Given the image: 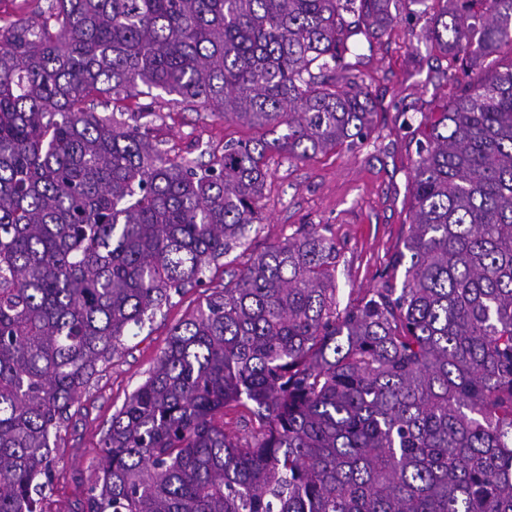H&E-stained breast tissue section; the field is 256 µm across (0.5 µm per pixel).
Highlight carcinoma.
I'll return each instance as SVG.
<instances>
[{"mask_svg": "<svg viewBox=\"0 0 512 512\" xmlns=\"http://www.w3.org/2000/svg\"><path fill=\"white\" fill-rule=\"evenodd\" d=\"M411 2L468 81L403 122L385 287L338 310L316 226L258 255L173 328L77 512H512V66L475 73L512 48V0ZM392 4L49 0L0 26V512H38L81 390L261 223L265 155L371 139L339 79ZM154 90L263 134L199 165L151 141V107L95 111Z\"/></svg>", "mask_w": 512, "mask_h": 512, "instance_id": "carcinoma-1", "label": "carcinoma"}]
</instances>
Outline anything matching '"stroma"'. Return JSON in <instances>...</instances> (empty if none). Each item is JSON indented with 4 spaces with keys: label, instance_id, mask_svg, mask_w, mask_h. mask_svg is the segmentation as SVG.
Returning <instances> with one entry per match:
<instances>
[{
    "label": "stroma",
    "instance_id": "35a3bbf8",
    "mask_svg": "<svg viewBox=\"0 0 512 512\" xmlns=\"http://www.w3.org/2000/svg\"><path fill=\"white\" fill-rule=\"evenodd\" d=\"M447 69V58L432 45L422 25L400 20L373 39L363 51L356 76L376 99L378 140L304 161L267 156L262 223L252 226L243 246L211 266L203 283L173 295L137 336L126 337L111 363L79 394L76 413L57 440L56 473L44 492V512H73L103 455V437L113 413L146 379L173 327L271 245L303 225H318L336 247L338 308L382 287L391 258L408 233L416 160L395 122L400 113H413L427 103L442 105L448 95L457 93L455 83L442 79ZM145 106L155 113L154 133L166 149L190 160L219 158L226 141L259 135L256 129L203 108L173 103L163 93L119 104L128 112Z\"/></svg>",
    "mask_w": 512,
    "mask_h": 512
}]
</instances>
